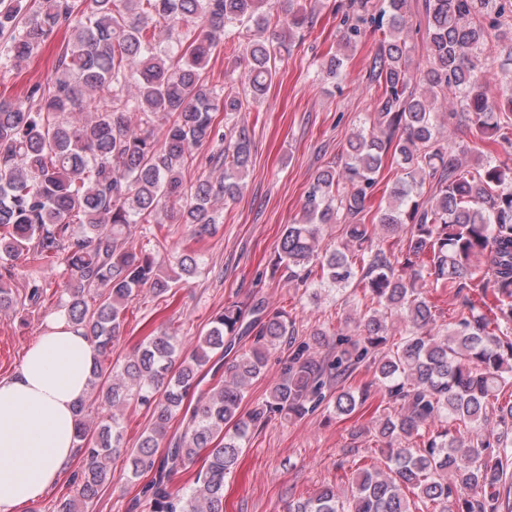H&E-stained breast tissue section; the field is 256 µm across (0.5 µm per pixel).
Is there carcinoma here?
<instances>
[{"mask_svg": "<svg viewBox=\"0 0 512 512\" xmlns=\"http://www.w3.org/2000/svg\"><path fill=\"white\" fill-rule=\"evenodd\" d=\"M423 64L410 66L403 36L408 0H350L342 45L356 47L369 28L382 34L368 71L381 90L365 126L339 166L308 184L301 216L287 225L278 261L288 280L321 291L360 289L355 338L328 333L302 339L284 310L235 303L215 313L191 349L161 327L104 373L125 310L147 289L167 301L200 273L194 250L171 256L167 238L136 249L135 224L177 213L191 238L218 223L217 204L241 195L253 162V133L233 120L264 100L307 20L306 0H0V34L11 32L8 61L21 65L56 30L71 35L53 76L19 102L0 99V311L40 303L42 264L64 268L55 310L84 331L96 350L89 391L76 409L82 466L58 512H86L111 479L124 448L119 411H149L128 474L143 484L150 512H224V479L237 467L254 429L276 414L304 417L324 403L350 415L379 393L387 407L373 429L386 469L357 466L349 493L332 486L289 504L288 512H501L512 461V166L462 168L444 120L456 118L478 146L512 147L511 80L490 97L483 74L490 51L512 65V0H423ZM248 40L241 71L218 88L205 76L225 42ZM459 111H440L448 89ZM224 113V124L214 114ZM207 152L209 172L185 174ZM399 176L388 206L369 216L383 159ZM328 224L342 225L322 248ZM30 267L24 293L12 289L14 262ZM463 298L448 316L429 295ZM492 291L486 310L469 298ZM224 376L201 384L205 368L249 331ZM287 345L279 381L244 410L270 351ZM369 362L372 377L346 382ZM98 411L97 421L87 420ZM184 431L170 434L173 421ZM497 429L495 442L487 439ZM203 459L192 484L170 488L172 474Z\"/></svg>", "mask_w": 512, "mask_h": 512, "instance_id": "obj_1", "label": "carcinoma"}]
</instances>
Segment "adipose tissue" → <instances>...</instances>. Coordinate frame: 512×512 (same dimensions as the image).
Masks as SVG:
<instances>
[{"mask_svg":"<svg viewBox=\"0 0 512 512\" xmlns=\"http://www.w3.org/2000/svg\"><path fill=\"white\" fill-rule=\"evenodd\" d=\"M94 362L87 336L57 315L19 370L0 379V512L42 497L69 466Z\"/></svg>","mask_w":512,"mask_h":512,"instance_id":"obj_1","label":"adipose tissue"}]
</instances>
